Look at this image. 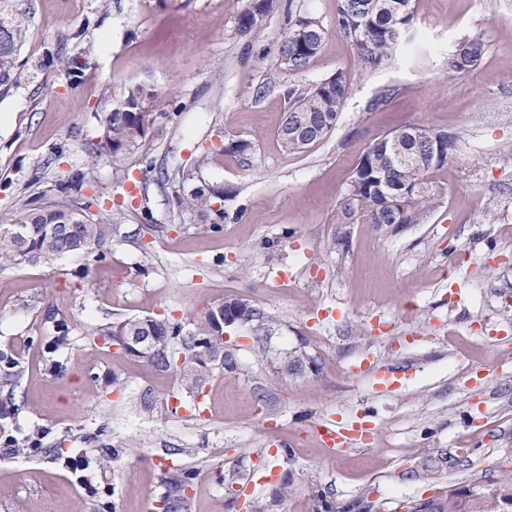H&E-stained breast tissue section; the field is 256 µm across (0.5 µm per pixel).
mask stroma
Instances as JSON below:
<instances>
[{"instance_id": "35a3bbf8", "label": "stroma", "mask_w": 512, "mask_h": 512, "mask_svg": "<svg viewBox=\"0 0 512 512\" xmlns=\"http://www.w3.org/2000/svg\"><path fill=\"white\" fill-rule=\"evenodd\" d=\"M248 0H22L28 35L17 83L0 89V213L83 190L112 224L104 259L0 267V348L26 372L7 421L14 435L49 429L60 454L93 455L94 436L121 446L89 497L77 474L41 453L0 457V512H158L168 469L205 476L188 512H377L512 479V0H413L414 23L391 58L364 68L335 25L336 0H278L260 31L237 18ZM325 38L306 70L277 65L295 20ZM481 37L467 75L448 74L457 43ZM78 58L72 77L47 47ZM343 73L349 96L335 130L307 151L282 150L288 92ZM156 94L158 116L123 167L89 164L101 107L128 84ZM409 126L457 137L431 179L437 200L417 224H344L349 177L379 137ZM245 142V152H228ZM218 190L220 227L183 208L184 189ZM458 263H451V256ZM242 299L270 314L263 342L227 328L233 367L206 373L201 406L182 375L91 343L116 318L176 321ZM72 337L49 374L37 345L46 308ZM462 339L448 347L449 334ZM406 371L394 386L351 376L364 353ZM296 359L288 369L286 358ZM169 408L157 418L159 403ZM372 414L373 444L344 455L316 437L324 418ZM470 466L410 481L440 450Z\"/></svg>"}]
</instances>
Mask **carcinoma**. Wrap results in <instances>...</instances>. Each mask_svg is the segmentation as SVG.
Masks as SVG:
<instances>
[{
	"label": "carcinoma",
	"instance_id": "cac0c4a2",
	"mask_svg": "<svg viewBox=\"0 0 512 512\" xmlns=\"http://www.w3.org/2000/svg\"><path fill=\"white\" fill-rule=\"evenodd\" d=\"M277 8V0H250L237 18V29L243 34L255 33L262 18ZM414 11L412 0H337L336 27L348 38L362 33L365 41L354 44L359 58L375 68L391 57L401 41L400 34L412 27ZM325 36L323 26L313 18L302 17L290 29L278 51V66L290 72H302L316 56ZM27 38V27L17 0H0V87L8 88L17 81L19 54ZM460 56L448 59V73L465 75L475 70L482 61L485 44L476 36L461 41ZM349 85L342 74L322 81L312 88L291 94L293 103L285 113L278 130V139L284 151L303 152L323 140L336 127L339 114L348 98ZM156 94L142 83L129 84L122 98L104 110L101 119L103 133L97 147L100 155L112 157V163L121 164L145 138L148 126L143 119L154 114ZM415 145L399 129L378 138L363 153L355 166L341 205L345 218L358 224H395L397 220L384 195L375 189L373 178L384 175L392 186L413 191L404 224H416L423 213L435 203L436 193L430 175L445 165L428 160H410L397 165L401 154H412ZM86 174L76 173L69 180L57 184L61 201L37 208L20 209L12 215L0 216V264L52 263L77 253H92L101 249L111 236L110 220L87 213L89 204H80ZM213 193L203 187L188 191L181 198L184 208L206 215L212 211ZM15 224L27 225L24 241L14 239L10 230ZM224 308H235L249 316V323L264 326L271 317L241 299L222 303ZM45 322L52 324V334L42 343V357L46 370L59 374L63 363L56 359L71 344L70 329L56 313L45 314ZM148 321L158 347L145 362L159 371L177 367L179 356H184L181 369L184 384L199 386L207 367L195 357L196 346L189 336L205 337L212 333L214 317L205 312L199 319L185 325L165 317H130L113 321L106 326L87 331L91 341L101 340L110 348L125 336L129 326ZM25 374V365L11 348L0 349V401L14 399L15 391ZM48 430L34 426L23 440L4 436L3 451L22 453L29 448L39 449ZM119 455V449L110 444L98 448L97 454L82 458V471L94 472L106 467ZM468 460L448 452H440L426 459L418 469H409L407 478H421L448 469L466 466ZM196 480V472L180 469L164 478L161 501L167 512H187L184 489ZM512 509V481L487 485L480 491L461 492L451 489L448 497L435 502V512H509Z\"/></svg>",
	"mask_w": 512,
	"mask_h": 512
}]
</instances>
